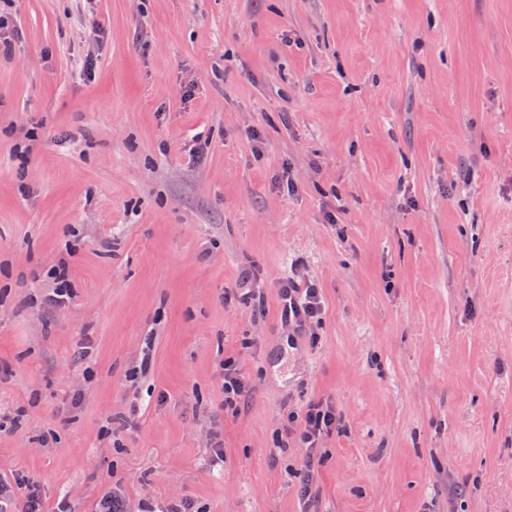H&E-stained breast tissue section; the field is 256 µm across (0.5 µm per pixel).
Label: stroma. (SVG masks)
Here are the masks:
<instances>
[{
	"label": "stroma",
	"mask_w": 512,
	"mask_h": 512,
	"mask_svg": "<svg viewBox=\"0 0 512 512\" xmlns=\"http://www.w3.org/2000/svg\"><path fill=\"white\" fill-rule=\"evenodd\" d=\"M0 23L15 506L24 477L46 512H512V0H0ZM288 276L321 294L304 336ZM279 309L281 321L293 328L300 336L307 322L318 318L322 306L318 288L311 282L302 283L288 277L279 287ZM302 421L304 422L302 440L307 446L303 469L299 474V484L303 495L309 498L314 483L315 454L313 449L316 437L321 434L323 428H327L336 422V415L327 406L311 404L308 406Z\"/></svg>",
	"instance_id": "1"
}]
</instances>
